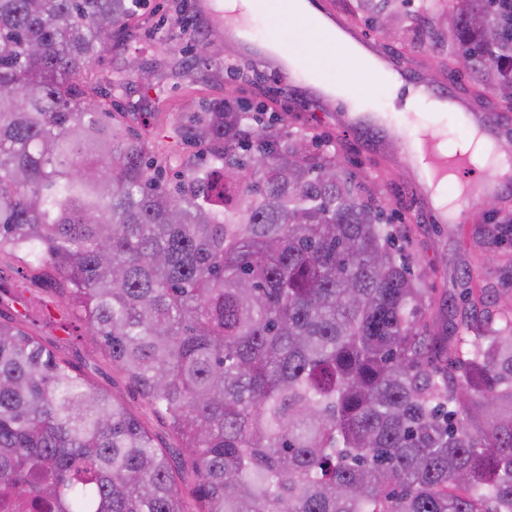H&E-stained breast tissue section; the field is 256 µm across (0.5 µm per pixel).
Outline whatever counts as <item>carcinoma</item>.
<instances>
[{"mask_svg":"<svg viewBox=\"0 0 512 512\" xmlns=\"http://www.w3.org/2000/svg\"><path fill=\"white\" fill-rule=\"evenodd\" d=\"M396 0H355L387 33ZM140 0H0V257L169 421L0 315V487L47 512H512V303L455 326L412 276L369 173L228 94L140 134L93 64ZM477 93L512 112V5L444 12ZM146 87L194 82L179 54ZM201 147L200 162L184 152Z\"/></svg>","mask_w":512,"mask_h":512,"instance_id":"1","label":"carcinoma"}]
</instances>
